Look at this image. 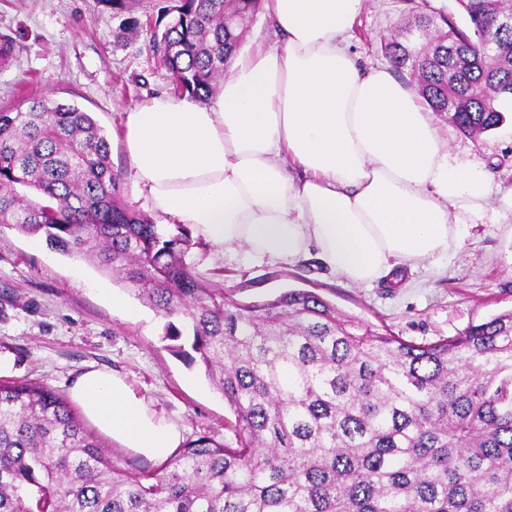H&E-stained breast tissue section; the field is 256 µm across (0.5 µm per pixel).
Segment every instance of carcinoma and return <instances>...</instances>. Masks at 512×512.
I'll list each match as a JSON object with an SVG mask.
<instances>
[{
	"mask_svg": "<svg viewBox=\"0 0 512 512\" xmlns=\"http://www.w3.org/2000/svg\"><path fill=\"white\" fill-rule=\"evenodd\" d=\"M153 40L182 94L214 93L264 0H177ZM412 4L382 45L418 96L478 139L512 102L505 0H459L466 19ZM32 190L20 195L17 187ZM0 224L92 260L165 319L171 351L204 366L236 416L136 473L67 397L0 379V512H512V310L416 343L289 289L243 304L189 261L208 248L117 196L88 112L44 97L0 108Z\"/></svg>",
	"mask_w": 512,
	"mask_h": 512,
	"instance_id": "1",
	"label": "carcinoma"
}]
</instances>
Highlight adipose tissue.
I'll return each mask as SVG.
<instances>
[{
	"mask_svg": "<svg viewBox=\"0 0 512 512\" xmlns=\"http://www.w3.org/2000/svg\"><path fill=\"white\" fill-rule=\"evenodd\" d=\"M363 5L265 0L281 43L237 53L213 100L163 92L132 105L122 140L152 209L254 262L316 253L359 286L439 268L461 242L451 214L496 203L512 215V189L451 161L411 89L358 66L349 33ZM70 393L124 447L164 459L179 445L113 373L85 370Z\"/></svg>",
	"mask_w": 512,
	"mask_h": 512,
	"instance_id": "adipose-tissue-1",
	"label": "adipose tissue"
}]
</instances>
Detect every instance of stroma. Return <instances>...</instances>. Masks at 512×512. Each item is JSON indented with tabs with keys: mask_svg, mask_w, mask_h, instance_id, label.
I'll return each mask as SVG.
<instances>
[{
	"mask_svg": "<svg viewBox=\"0 0 512 512\" xmlns=\"http://www.w3.org/2000/svg\"><path fill=\"white\" fill-rule=\"evenodd\" d=\"M175 0H129L124 11L104 0H0V41L11 61L0 67V107L31 97L90 112L110 144L116 193L155 223L130 177L118 137L134 103L173 91L152 46V25ZM408 21L401 0H367L351 32V51L366 67L386 66L381 43ZM450 159L482 166L512 187V121L473 139L444 116L435 118ZM206 283L243 303L289 288L312 290L342 314L417 343L461 333L512 309V217L487 209L465 219L459 248L441 269L417 272L412 285L382 280L358 287L327 274L316 254L291 264L254 263L240 252H193ZM128 308L113 309V296ZM164 320L133 291L90 262L62 255L44 236L0 226V377L41 382L68 392L88 366L111 371L182 441L208 435L232 442L236 417L204 367L187 365L163 337Z\"/></svg>",
	"mask_w": 512,
	"mask_h": 512,
	"instance_id": "obj_1",
	"label": "stroma"
}]
</instances>
